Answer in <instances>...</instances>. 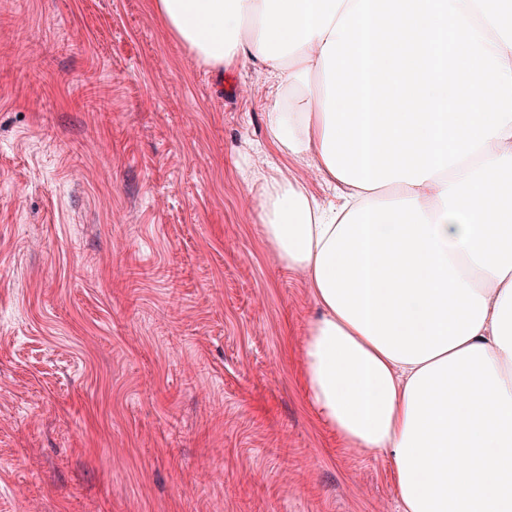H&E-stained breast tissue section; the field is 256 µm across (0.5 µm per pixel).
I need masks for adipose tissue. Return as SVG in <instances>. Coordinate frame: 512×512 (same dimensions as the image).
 Segmentation results:
<instances>
[{
	"label": "adipose tissue",
	"instance_id": "adipose-tissue-1",
	"mask_svg": "<svg viewBox=\"0 0 512 512\" xmlns=\"http://www.w3.org/2000/svg\"><path fill=\"white\" fill-rule=\"evenodd\" d=\"M354 0H155L199 65L269 80L268 143L316 196L249 173L263 236L320 309L304 340L318 417L394 462L402 512H512V123L419 185L329 171L321 49Z\"/></svg>",
	"mask_w": 512,
	"mask_h": 512
}]
</instances>
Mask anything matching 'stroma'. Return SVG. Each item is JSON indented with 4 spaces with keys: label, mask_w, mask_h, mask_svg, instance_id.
Masks as SVG:
<instances>
[{
    "label": "stroma",
    "mask_w": 512,
    "mask_h": 512,
    "mask_svg": "<svg viewBox=\"0 0 512 512\" xmlns=\"http://www.w3.org/2000/svg\"><path fill=\"white\" fill-rule=\"evenodd\" d=\"M154 0H0V512H401L304 385L318 306L242 172L268 83Z\"/></svg>",
    "instance_id": "stroma-1"
}]
</instances>
